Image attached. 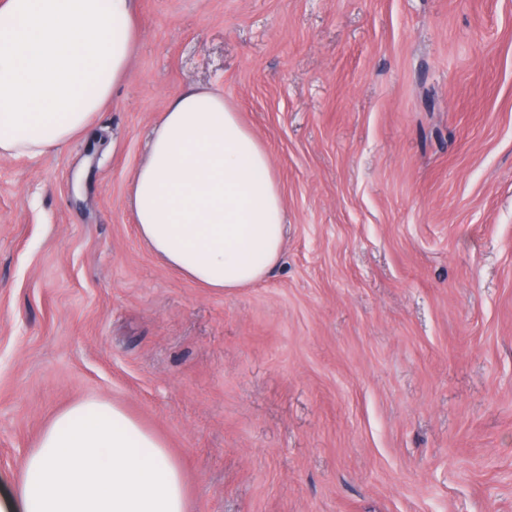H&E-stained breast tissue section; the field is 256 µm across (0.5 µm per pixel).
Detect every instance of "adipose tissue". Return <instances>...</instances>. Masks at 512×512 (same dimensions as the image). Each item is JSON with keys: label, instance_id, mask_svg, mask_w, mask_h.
<instances>
[{"label": "adipose tissue", "instance_id": "ef3b65f1", "mask_svg": "<svg viewBox=\"0 0 512 512\" xmlns=\"http://www.w3.org/2000/svg\"><path fill=\"white\" fill-rule=\"evenodd\" d=\"M134 0H0V157L61 151L129 73ZM140 239L205 288L279 263L284 205L267 150L222 93L170 98L129 186ZM0 512H187L179 464L119 407L88 398L53 416Z\"/></svg>", "mask_w": 512, "mask_h": 512}]
</instances>
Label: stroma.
<instances>
[{"mask_svg": "<svg viewBox=\"0 0 512 512\" xmlns=\"http://www.w3.org/2000/svg\"><path fill=\"white\" fill-rule=\"evenodd\" d=\"M89 136L0 158V496L87 398L179 463L188 512H512V0H135ZM271 156L278 266L202 288L139 239L169 97Z\"/></svg>", "mask_w": 512, "mask_h": 512, "instance_id": "obj_1", "label": "stroma"}]
</instances>
